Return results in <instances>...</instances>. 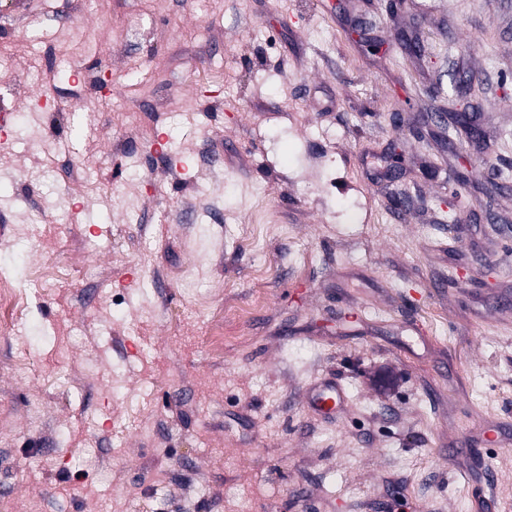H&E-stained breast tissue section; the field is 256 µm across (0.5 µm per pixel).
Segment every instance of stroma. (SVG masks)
Returning a JSON list of instances; mask_svg holds the SVG:
<instances>
[{"instance_id":"35a3bbf8","label":"stroma","mask_w":512,"mask_h":512,"mask_svg":"<svg viewBox=\"0 0 512 512\" xmlns=\"http://www.w3.org/2000/svg\"><path fill=\"white\" fill-rule=\"evenodd\" d=\"M1 91L0 512L512 506V0H0ZM27 311L25 292L13 281L0 278V333L9 335L14 325L26 316ZM235 316L234 312L224 308L212 312L202 343L214 357L224 356V323L230 322Z\"/></svg>"}]
</instances>
